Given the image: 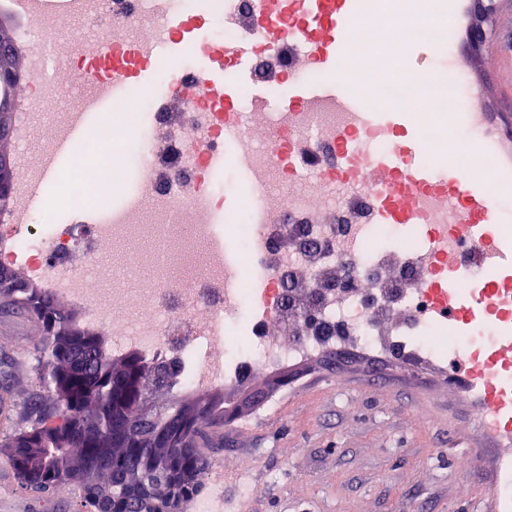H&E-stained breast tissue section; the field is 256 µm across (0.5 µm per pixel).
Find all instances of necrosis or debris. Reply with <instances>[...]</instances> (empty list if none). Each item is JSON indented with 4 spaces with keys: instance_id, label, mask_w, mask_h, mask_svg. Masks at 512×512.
I'll return each instance as SVG.
<instances>
[{
    "instance_id": "necrosis-or-debris-1",
    "label": "necrosis or debris",
    "mask_w": 512,
    "mask_h": 512,
    "mask_svg": "<svg viewBox=\"0 0 512 512\" xmlns=\"http://www.w3.org/2000/svg\"><path fill=\"white\" fill-rule=\"evenodd\" d=\"M168 2L73 0L71 12L80 17L111 13L137 48L138 62L155 67L148 83L128 87L120 100L138 122L136 139L129 143L122 129L112 132L118 157L112 178L123 186L131 170L136 185L112 206L97 196L92 171L69 167L62 181L77 188L88 211L103 209L106 217L62 228L21 211L18 222L0 224V264L22 268L29 280L77 305L85 320L106 325L115 354L181 364L176 386L194 392L234 385L256 369L277 371L358 349L385 356L418 349L444 363L459 355L477 362V347L500 340L502 326L467 336L419 309L431 284L448 277L447 211L432 198L419 199L420 222L406 239L397 225L375 222L366 197L341 190L335 170H289L277 144L301 137L323 156L351 129V118L334 106L273 112L248 103L228 110L223 100L205 95L171 118L169 91L176 81L156 66L152 41ZM394 10V0H357L351 27L355 45L368 53L372 94L386 103L409 98L410 76L394 67L405 53L381 40L374 25ZM183 11L208 16L216 41L259 39L251 23L256 0H184ZM110 50L81 27L43 45L45 67L33 78L38 90L28 96L19 127L40 131L44 112L69 94L50 68ZM237 124L247 131L238 149L252 192L228 210L224 199L236 182L229 177L216 186L208 156L225 127ZM279 181L301 190L278 194L273 185ZM219 216L220 250L208 223ZM136 232L153 247L135 261L126 242ZM105 241L112 244L113 267H150L138 287L116 279L106 297L86 274L73 271L76 257L92 255Z\"/></svg>"
}]
</instances>
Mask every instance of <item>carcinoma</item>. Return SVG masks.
I'll return each mask as SVG.
<instances>
[{"mask_svg": "<svg viewBox=\"0 0 512 512\" xmlns=\"http://www.w3.org/2000/svg\"><path fill=\"white\" fill-rule=\"evenodd\" d=\"M0 302L25 310L42 337L34 347L41 388L52 404L24 406L13 434L0 439V460L22 489L40 496L77 483V512H180L200 491L207 444L225 418L224 402L200 396L166 410L142 405L155 364L108 352L102 336L83 327L42 288H5Z\"/></svg>", "mask_w": 512, "mask_h": 512, "instance_id": "1", "label": "carcinoma"}]
</instances>
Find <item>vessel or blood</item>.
Returning a JSON list of instances; mask_svg holds the SVG:
<instances>
[{
	"label": "vessel or blood",
	"instance_id": "obj_1",
	"mask_svg": "<svg viewBox=\"0 0 512 512\" xmlns=\"http://www.w3.org/2000/svg\"><path fill=\"white\" fill-rule=\"evenodd\" d=\"M60 2L12 0L15 13L33 27L51 21ZM352 3L353 0H275L271 11L263 14L259 28L268 48L277 53L285 43L297 44L298 64L323 74L319 80L300 78L287 83L288 98L283 105L291 109L333 104L349 113L355 129L342 133L336 140V181L350 193L370 192L374 217L379 223H415L416 199L421 194L433 196L447 209L453 228L448 247V303L440 306L428 299L424 305L434 319L465 332L472 331L496 314L500 289H512V238L499 230L501 224L512 218V208L502 194H491L474 174L475 164H492L499 187L512 189V126L506 125L498 113L483 111V92L473 88L452 114L447 132L448 138L461 139L467 162L445 165L423 161L421 141L408 142L397 134L404 112L374 109L361 98L348 95L340 84L327 77L334 62L349 47ZM180 40L185 43L184 54L195 58L197 64L182 72L179 83L171 90V99L181 102L187 96L205 92L230 100L238 75L254 52L252 42L216 46L200 32L183 39L172 15L153 34L154 46L162 51ZM132 65V58L116 41L111 58L95 62L94 68L107 74L109 85L117 88L132 79ZM111 109L112 98L105 95L94 99L85 111L74 113L65 132L58 137L54 153L44 162L40 177L24 185L28 209L45 204L46 186L55 182L58 171L76 147ZM379 131L393 134L391 147L385 151L366 150L363 133ZM240 134V127L229 128L222 148L213 151L212 161L220 165L238 161ZM463 275L471 287L477 288V295H457L458 281ZM506 355L512 357V340L496 346L491 367L478 370L464 360L452 366L450 372L469 384L501 438L512 443V369L503 368L499 362Z\"/></svg>",
	"mask_w": 512,
	"mask_h": 512
}]
</instances>
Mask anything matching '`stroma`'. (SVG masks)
Wrapping results in <instances>:
<instances>
[{
  "mask_svg": "<svg viewBox=\"0 0 512 512\" xmlns=\"http://www.w3.org/2000/svg\"><path fill=\"white\" fill-rule=\"evenodd\" d=\"M489 28L479 53L465 41L455 51L491 111L512 114V0H503ZM423 63L447 96L452 71L421 42L403 66L413 73ZM67 109L63 101L46 112L43 134L14 157L40 164ZM40 336L32 318L0 307V358L18 369L0 437L40 391L31 353ZM288 379L289 390L271 391L268 405L242 408L225 423L224 448L208 457L207 471L224 477L222 512H500L490 490L503 481L507 450L474 421L463 382L432 359L324 354L289 367ZM80 496L67 483L33 497L0 462V512H76Z\"/></svg>",
  "mask_w": 512,
  "mask_h": 512,
  "instance_id": "obj_1",
  "label": "stroma"
}]
</instances>
